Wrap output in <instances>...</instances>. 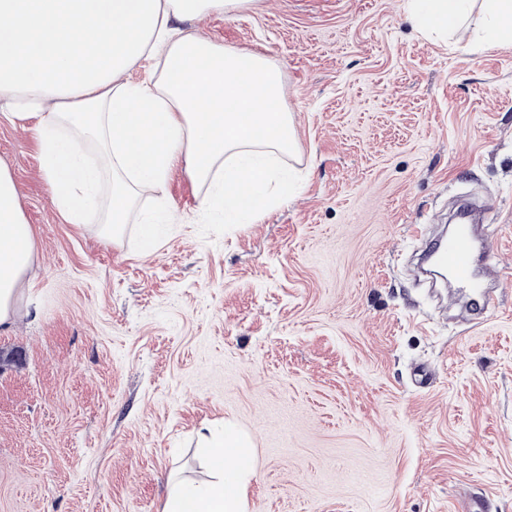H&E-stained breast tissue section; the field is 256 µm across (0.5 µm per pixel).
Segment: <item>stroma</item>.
<instances>
[{
    "label": "stroma",
    "mask_w": 512,
    "mask_h": 512,
    "mask_svg": "<svg viewBox=\"0 0 512 512\" xmlns=\"http://www.w3.org/2000/svg\"><path fill=\"white\" fill-rule=\"evenodd\" d=\"M279 69L296 189L199 217L183 168L123 235L55 208L29 126L0 119L36 259L0 325V512H163L208 481L206 425L249 432L247 512H512V40L423 37L405 0H255L192 20ZM460 196L504 289L478 327L416 282L413 228ZM152 254L138 225L162 208Z\"/></svg>",
    "instance_id": "stroma-1"
}]
</instances>
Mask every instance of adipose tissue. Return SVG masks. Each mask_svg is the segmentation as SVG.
I'll list each match as a JSON object with an SVG mask.
<instances>
[{"label":"adipose tissue","instance_id":"obj_1","mask_svg":"<svg viewBox=\"0 0 512 512\" xmlns=\"http://www.w3.org/2000/svg\"><path fill=\"white\" fill-rule=\"evenodd\" d=\"M253 0H0V106L33 122L55 207L72 224L102 220L122 234L136 200L162 193L184 167L200 209L245 224L288 195L283 157L296 149L280 105L281 74L244 52L181 30ZM471 0H407L421 33L447 39ZM147 76L129 81L135 68ZM35 258L8 167L0 165V325ZM222 466L207 482L176 481L163 512H246L250 438L205 427Z\"/></svg>","mask_w":512,"mask_h":512}]
</instances>
